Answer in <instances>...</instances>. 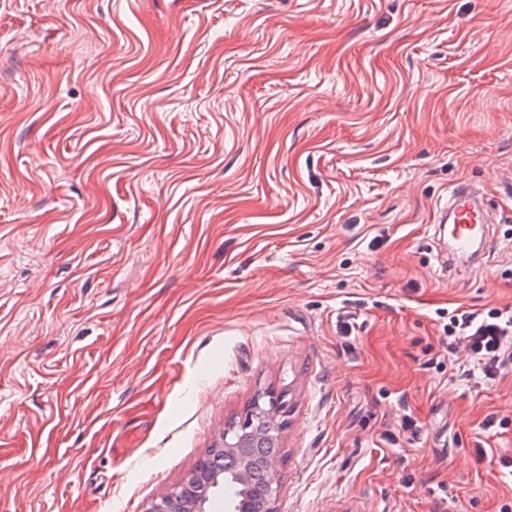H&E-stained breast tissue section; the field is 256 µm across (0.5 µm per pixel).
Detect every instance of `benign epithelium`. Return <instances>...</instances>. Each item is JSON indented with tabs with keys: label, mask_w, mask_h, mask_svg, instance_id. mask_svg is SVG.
I'll return each instance as SVG.
<instances>
[{
	"label": "benign epithelium",
	"mask_w": 512,
	"mask_h": 512,
	"mask_svg": "<svg viewBox=\"0 0 512 512\" xmlns=\"http://www.w3.org/2000/svg\"><path fill=\"white\" fill-rule=\"evenodd\" d=\"M254 435V438L276 442L272 431H280L275 402L259 403L239 424L224 430L213 452L201 459L174 491L151 502L146 512H207L209 491L231 483L239 495L225 502L228 512H278V481H273L267 497L256 504L252 496V463L234 440L237 429Z\"/></svg>",
	"instance_id": "obj_1"
}]
</instances>
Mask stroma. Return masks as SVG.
I'll return each instance as SVG.
<instances>
[{
    "instance_id": "stroma-1",
    "label": "stroma",
    "mask_w": 512,
    "mask_h": 512,
    "mask_svg": "<svg viewBox=\"0 0 512 512\" xmlns=\"http://www.w3.org/2000/svg\"><path fill=\"white\" fill-rule=\"evenodd\" d=\"M460 305L512 306V0H0V512H145L262 391L279 512H499ZM439 224L446 230L451 246L448 252V268L458 270L459 263L470 261L476 253L472 251L479 241L487 242L489 212L479 190L471 183L460 182L448 189L443 205L439 203Z\"/></svg>"
}]
</instances>
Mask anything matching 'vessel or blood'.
Here are the masks:
<instances>
[{
    "label": "vessel or blood",
    "mask_w": 512,
    "mask_h": 512,
    "mask_svg": "<svg viewBox=\"0 0 512 512\" xmlns=\"http://www.w3.org/2000/svg\"><path fill=\"white\" fill-rule=\"evenodd\" d=\"M439 221L448 227L449 266L470 260L474 245L487 241L490 215L482 195L471 183L461 182L449 188L439 207Z\"/></svg>",
    "instance_id": "b4317fda"
}]
</instances>
